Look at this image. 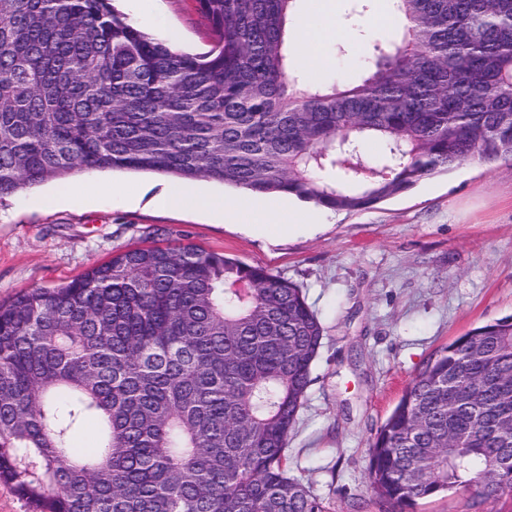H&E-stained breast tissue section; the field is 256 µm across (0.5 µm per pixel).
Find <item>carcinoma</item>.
Wrapping results in <instances>:
<instances>
[{
    "mask_svg": "<svg viewBox=\"0 0 512 512\" xmlns=\"http://www.w3.org/2000/svg\"><path fill=\"white\" fill-rule=\"evenodd\" d=\"M295 2L198 0L217 40L191 54L112 0H0V196L136 171L358 212L473 160L512 166V0H395L396 38L330 85L293 72ZM465 337L369 449L389 512L512 489V316ZM322 339L296 284L190 244L24 292L0 304V481L34 512H329L286 455Z\"/></svg>",
    "mask_w": 512,
    "mask_h": 512,
    "instance_id": "cac0c4a2",
    "label": "carcinoma"
}]
</instances>
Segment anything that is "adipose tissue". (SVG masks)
<instances>
[{
	"label": "adipose tissue",
	"instance_id": "adipose-tissue-1",
	"mask_svg": "<svg viewBox=\"0 0 512 512\" xmlns=\"http://www.w3.org/2000/svg\"><path fill=\"white\" fill-rule=\"evenodd\" d=\"M336 18L331 11H323L318 24H311L308 17H300L294 23V47L302 63L317 67L321 60L316 52L318 45L336 37ZM155 204L163 209L179 211L187 208L199 212H219L225 219L237 222L242 216L256 215L264 223L268 237L282 236L285 231L295 230L304 225H316L314 214L287 207L280 200L268 199L256 202L255 199L226 200L204 194L189 186H176L166 189L154 198Z\"/></svg>",
	"mask_w": 512,
	"mask_h": 512
}]
</instances>
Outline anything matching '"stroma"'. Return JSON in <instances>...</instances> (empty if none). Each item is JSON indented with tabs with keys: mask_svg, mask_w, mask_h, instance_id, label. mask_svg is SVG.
<instances>
[{
	"mask_svg": "<svg viewBox=\"0 0 512 512\" xmlns=\"http://www.w3.org/2000/svg\"><path fill=\"white\" fill-rule=\"evenodd\" d=\"M394 0H337L340 38L320 48L315 83L356 78L367 44L392 32ZM152 37L192 53L216 41L197 0H118ZM134 193L114 196L113 183ZM158 173L89 171L0 197V302L78 278L113 253L191 244L262 265L298 285L323 345L288 441L292 477L330 512H379L367 472L377 431L422 365L474 327L512 315V169L470 162L373 208L329 212L324 225L273 241L191 209L156 207L176 185ZM82 197L55 200L59 189Z\"/></svg>",
	"mask_w": 512,
	"mask_h": 512,
	"instance_id": "obj_1",
	"label": "stroma"
}]
</instances>
